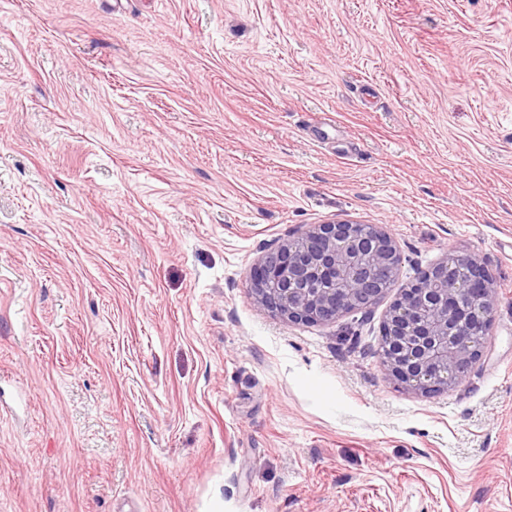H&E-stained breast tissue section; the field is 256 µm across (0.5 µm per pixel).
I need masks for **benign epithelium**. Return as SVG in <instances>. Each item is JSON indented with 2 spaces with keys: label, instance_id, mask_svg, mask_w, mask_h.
<instances>
[{
  "label": "benign epithelium",
  "instance_id": "7a95c632",
  "mask_svg": "<svg viewBox=\"0 0 512 512\" xmlns=\"http://www.w3.org/2000/svg\"><path fill=\"white\" fill-rule=\"evenodd\" d=\"M399 263L391 237L374 224H317L267 255L251 290L290 322H329L377 301ZM496 296L495 281L476 260L448 255L390 307L383 366L425 395L460 382L481 355Z\"/></svg>",
  "mask_w": 512,
  "mask_h": 512
}]
</instances>
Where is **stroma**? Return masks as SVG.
Returning <instances> with one entry per match:
<instances>
[{
	"label": "stroma",
	"mask_w": 512,
	"mask_h": 512,
	"mask_svg": "<svg viewBox=\"0 0 512 512\" xmlns=\"http://www.w3.org/2000/svg\"><path fill=\"white\" fill-rule=\"evenodd\" d=\"M336 221L392 288L259 303ZM451 253L494 319L423 395L382 324ZM0 512H512V0H0ZM399 263L391 237L377 225L317 224L267 255L251 290L290 322H329L377 301Z\"/></svg>",
	"instance_id": "obj_1"
}]
</instances>
